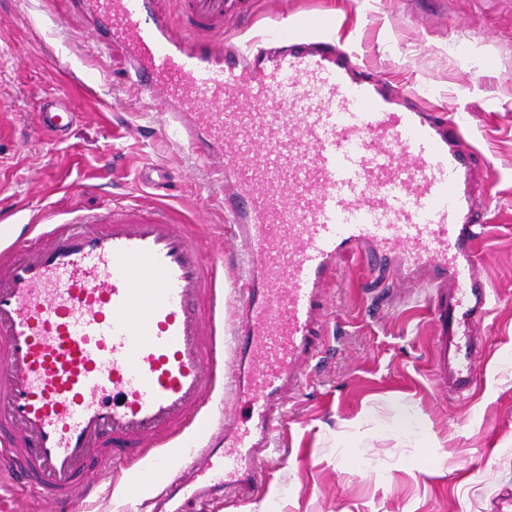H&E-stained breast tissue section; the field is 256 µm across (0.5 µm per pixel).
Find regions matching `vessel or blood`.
<instances>
[{
    "instance_id": "b4317fda",
    "label": "vessel or blood",
    "mask_w": 512,
    "mask_h": 512,
    "mask_svg": "<svg viewBox=\"0 0 512 512\" xmlns=\"http://www.w3.org/2000/svg\"><path fill=\"white\" fill-rule=\"evenodd\" d=\"M180 3L181 26L202 36L189 50L153 0H77V13L100 53L129 59L136 99L164 103V137L221 177L244 247L236 326L225 338L220 264L163 205L64 220L42 211L24 236L0 224V479L56 512L93 493L88 472L108 477L129 459L177 470L170 488L189 499L258 491L342 254L394 265L418 286L432 274L449 284L435 308L441 390L469 391L482 350L474 327L489 290L472 151L404 92L354 78L333 21L306 15L229 47L213 37L226 0ZM228 97L239 111L224 110ZM76 120L64 93L36 114L59 139ZM221 378L245 411L220 421L205 404Z\"/></svg>"
}]
</instances>
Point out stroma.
<instances>
[{"mask_svg":"<svg viewBox=\"0 0 512 512\" xmlns=\"http://www.w3.org/2000/svg\"><path fill=\"white\" fill-rule=\"evenodd\" d=\"M332 15L339 45L421 109L463 115L478 151L471 190L489 232L477 260L491 291L469 392L433 379V316L447 286L371 284L366 260L341 255L322 301L324 356L285 399L263 487L205 512H495L512 501V0H233L222 36L249 39L303 13ZM121 51L99 54L70 0H0V218L19 201L66 216L116 200L160 203L224 261V326L235 318L223 193L202 161L160 130V109L122 84ZM67 93L79 119L65 142L35 126L43 99ZM167 173L163 188L139 181ZM106 481L81 512H152Z\"/></svg>","mask_w":512,"mask_h":512,"instance_id":"1","label":"stroma"}]
</instances>
